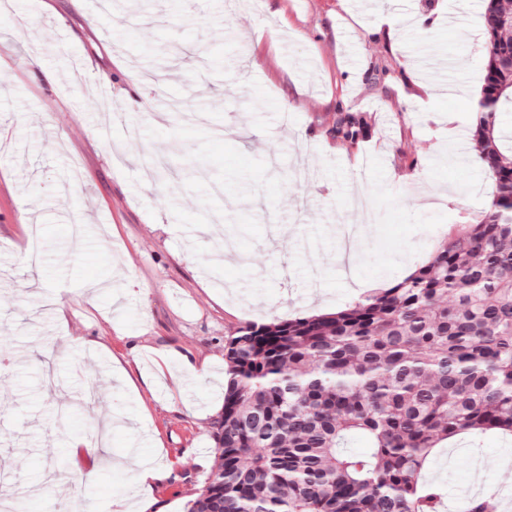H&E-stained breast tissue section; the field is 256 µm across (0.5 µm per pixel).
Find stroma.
Wrapping results in <instances>:
<instances>
[{
    "label": "stroma",
    "instance_id": "obj_1",
    "mask_svg": "<svg viewBox=\"0 0 512 512\" xmlns=\"http://www.w3.org/2000/svg\"><path fill=\"white\" fill-rule=\"evenodd\" d=\"M483 9L0 0V494L133 512L152 466L149 512H183L215 464L225 337L391 287L483 211ZM342 108L371 138L337 142ZM423 477L441 512L479 479L512 512V439L459 435Z\"/></svg>",
    "mask_w": 512,
    "mask_h": 512
}]
</instances>
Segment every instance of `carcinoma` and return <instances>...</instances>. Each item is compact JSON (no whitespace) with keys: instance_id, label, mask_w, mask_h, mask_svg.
<instances>
[{"instance_id":"obj_1","label":"carcinoma","mask_w":512,"mask_h":512,"mask_svg":"<svg viewBox=\"0 0 512 512\" xmlns=\"http://www.w3.org/2000/svg\"><path fill=\"white\" fill-rule=\"evenodd\" d=\"M510 14L509 0H485L484 217L391 288L227 337L217 462L184 512H437L419 484L432 449L464 432L512 436V147L498 128L512 112ZM333 133L355 146L371 125L338 112ZM355 434L366 453L342 450Z\"/></svg>"}]
</instances>
